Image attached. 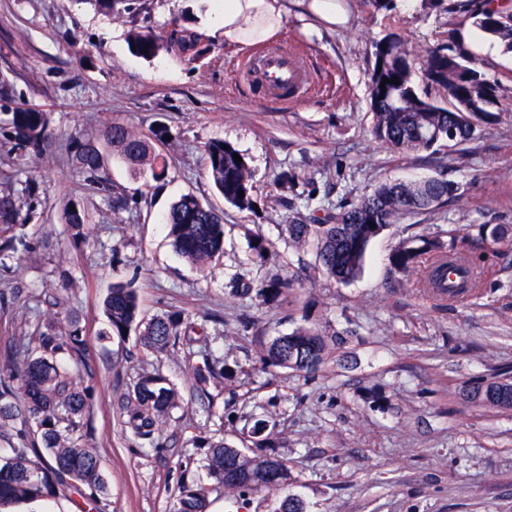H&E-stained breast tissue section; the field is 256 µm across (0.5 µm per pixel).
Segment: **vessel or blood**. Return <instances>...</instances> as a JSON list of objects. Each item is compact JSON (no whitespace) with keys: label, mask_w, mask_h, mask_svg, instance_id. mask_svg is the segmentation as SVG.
Masks as SVG:
<instances>
[{"label":"vessel or blood","mask_w":512,"mask_h":512,"mask_svg":"<svg viewBox=\"0 0 512 512\" xmlns=\"http://www.w3.org/2000/svg\"><path fill=\"white\" fill-rule=\"evenodd\" d=\"M242 72L247 81L257 84L267 97L282 104L299 103L308 91L303 60L283 47L254 53L244 61Z\"/></svg>","instance_id":"1"}]
</instances>
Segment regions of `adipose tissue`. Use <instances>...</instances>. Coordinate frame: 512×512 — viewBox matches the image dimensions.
<instances>
[{"label":"adipose tissue","mask_w":512,"mask_h":512,"mask_svg":"<svg viewBox=\"0 0 512 512\" xmlns=\"http://www.w3.org/2000/svg\"><path fill=\"white\" fill-rule=\"evenodd\" d=\"M291 16L328 32L348 22L344 0H223L218 21L225 42L250 46L275 40Z\"/></svg>","instance_id":"adipose-tissue-1"}]
</instances>
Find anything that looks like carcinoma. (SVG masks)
Wrapping results in <instances>:
<instances>
[{
  "label": "carcinoma",
  "mask_w": 512,
  "mask_h": 512,
  "mask_svg": "<svg viewBox=\"0 0 512 512\" xmlns=\"http://www.w3.org/2000/svg\"><path fill=\"white\" fill-rule=\"evenodd\" d=\"M460 9L470 26L512 53V0H464ZM462 28L452 32L454 45L417 55L397 37L376 43L375 65L370 83L372 133L394 150L409 154L436 146L456 147L472 139L476 128L498 118L497 80L488 78L481 59L461 45ZM133 54L151 59L161 50L196 60L204 51V37L188 28L174 29L162 40L150 31L131 34ZM397 77L398 83L381 84ZM439 87L444 98L428 96L420 85ZM14 147L40 156L48 142L47 113L22 107L9 121ZM169 130L158 125L148 134H138L114 122L108 132L112 152L130 165H147L153 180L166 179L170 167L165 151ZM228 149H223V146ZM208 176L224 203L240 211L254 207L252 171L247 161L235 162L238 149L224 140L204 145ZM72 161L78 172L93 185L112 193L115 211L128 206L123 190L112 187L106 176L105 159L90 141L73 148ZM456 183L443 177L424 181L388 180L339 212L325 210L311 221L292 220L282 226L285 243L295 251L312 250L315 265L339 283L357 278L363 269L369 245L386 228L408 214L431 211L457 194ZM25 202L12 190L0 192V257L29 252L33 246L17 234L29 215ZM66 223L73 238H84L85 211L66 208ZM175 253L201 272L224 254V224L220 214L191 194L180 196L164 218ZM498 251L512 248L511 224H479L472 239L448 231V242L419 237L405 242L389 256L391 267L400 273L413 271L420 259L431 255L439 261L427 284L433 291L454 300L476 288L482 266L463 253L465 246ZM293 277H274L253 288L256 297L274 307L295 291ZM107 328L101 336L124 337L134 331L145 353L158 355L179 346H191L204 332L183 309L168 310L148 320L141 315L134 288L118 283L103 301ZM306 324L272 339L259 337L263 365L312 374L328 355L353 336L350 330H322ZM88 340L79 320L70 313L40 320L37 326L15 339L5 350L0 364V508L48 497L71 496L77 492L90 512H107L105 482L96 451L85 442L89 417L95 404L92 375L86 372ZM196 389L207 392L234 378L235 370L205 350L196 352L191 365ZM463 396L470 402L492 408H512V380L495 378L472 387ZM182 406L178 387L159 372H143L126 385L118 403L124 433L138 448L164 447L162 427ZM251 445L230 446L222 433L195 435L194 447L201 457L179 466L172 512H208L213 487L224 489L225 512H308L303 498L289 492L293 478L288 464L271 452L273 430L269 420L257 418L248 432ZM206 470L213 485L198 482L191 467ZM281 491L276 507L267 510L263 491Z\"/></svg>",
  "instance_id": "obj_1"
}]
</instances>
